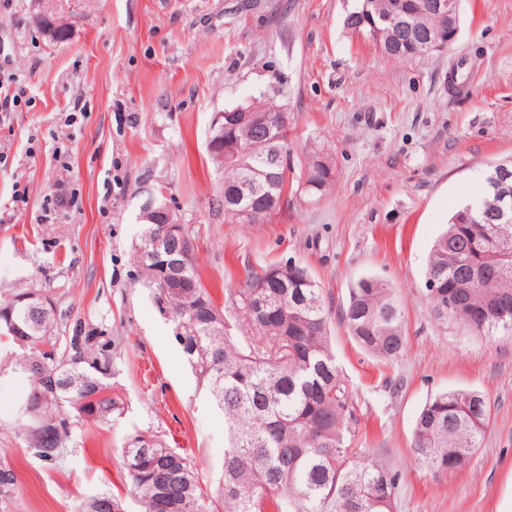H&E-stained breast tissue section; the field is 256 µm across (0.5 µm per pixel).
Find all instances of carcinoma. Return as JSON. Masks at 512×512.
<instances>
[{"label": "carcinoma", "instance_id": "carcinoma-1", "mask_svg": "<svg viewBox=\"0 0 512 512\" xmlns=\"http://www.w3.org/2000/svg\"><path fill=\"white\" fill-rule=\"evenodd\" d=\"M271 137L288 153V116L268 113ZM251 121L224 126V137L243 145ZM220 180L217 209L236 220L264 224L267 199L282 200L281 177L260 175L262 156L238 163L210 154ZM333 168L318 153L308 161L301 191L322 194ZM254 182L253 191L241 185ZM497 197L464 205L436 240L426 279L432 318L470 335L512 331V212L492 217ZM162 225H143L136 257L174 338L195 374L206 383L224 417V462L217 497L203 491L190 457L157 435H136L124 449L126 478L141 512H394L399 474L382 459L351 447L347 437L352 394L330 346L329 310L306 268L269 265L245 269L229 300L243 310L238 323L224 318L195 269L187 232L169 243L172 255L154 254ZM179 263L188 284L174 288L165 264ZM458 307L445 310L448 297ZM350 336L368 354L391 362L405 347L403 316L394 291L376 278L360 280L340 310ZM0 377L30 382L12 414L29 453L55 465L73 447L86 420L108 424L120 410L112 396V338L84 333L80 321L37 289L21 290L0 304ZM490 400L476 390L439 392L425 403L413 430V452L434 473L464 468L481 447L491 418ZM16 473L0 459V509L8 508ZM80 512H121L111 495H92Z\"/></svg>", "mask_w": 512, "mask_h": 512}]
</instances>
